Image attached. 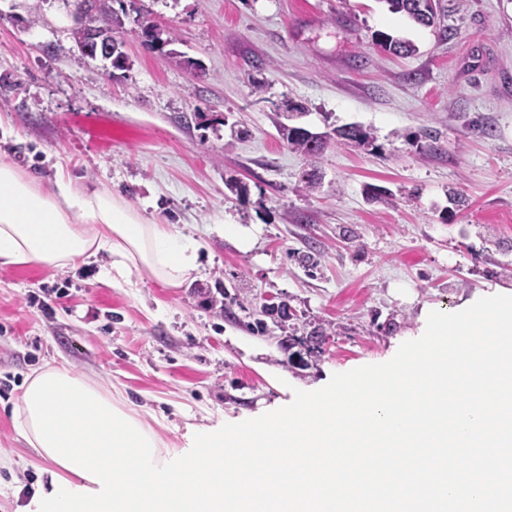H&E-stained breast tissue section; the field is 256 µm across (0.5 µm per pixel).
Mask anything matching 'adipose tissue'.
I'll use <instances>...</instances> for the list:
<instances>
[{
  "mask_svg": "<svg viewBox=\"0 0 512 512\" xmlns=\"http://www.w3.org/2000/svg\"><path fill=\"white\" fill-rule=\"evenodd\" d=\"M103 250L122 280L143 270L177 288L199 268L193 238L144 219L108 192L78 189L64 175L45 190L0 163V263L63 269Z\"/></svg>",
  "mask_w": 512,
  "mask_h": 512,
  "instance_id": "1",
  "label": "adipose tissue"
}]
</instances>
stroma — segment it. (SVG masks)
Returning <instances> with one entry per match:
<instances>
[{
    "label": "stroma",
    "mask_w": 512,
    "mask_h": 512,
    "mask_svg": "<svg viewBox=\"0 0 512 512\" xmlns=\"http://www.w3.org/2000/svg\"><path fill=\"white\" fill-rule=\"evenodd\" d=\"M441 4L424 27L384 0H112L118 71L72 50V0H0V162L47 189L67 173L200 245L177 288L112 281L105 252L0 265V512L50 479L13 414L43 367L110 391L173 447L388 361L423 309L512 293V0ZM287 99L309 130L357 124L372 146L332 143L308 163L277 132ZM282 303L289 319L264 314Z\"/></svg>",
    "instance_id": "35a3bbf8"
}]
</instances>
